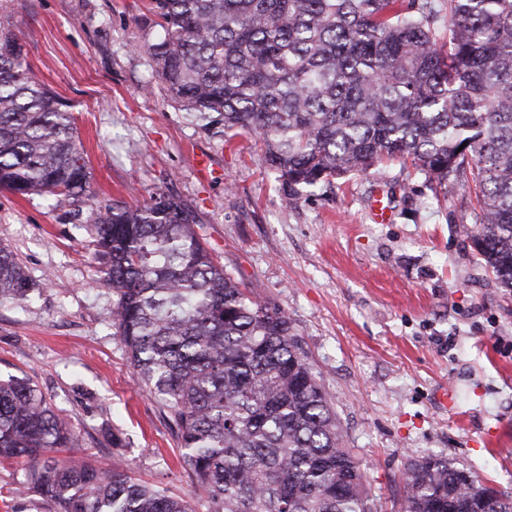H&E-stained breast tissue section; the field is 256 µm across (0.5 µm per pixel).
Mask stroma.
Segmentation results:
<instances>
[{
    "label": "stroma",
    "mask_w": 512,
    "mask_h": 512,
    "mask_svg": "<svg viewBox=\"0 0 512 512\" xmlns=\"http://www.w3.org/2000/svg\"><path fill=\"white\" fill-rule=\"evenodd\" d=\"M149 15V0H0L35 76L74 106L97 204L144 203L162 186L197 209L215 257L293 319L384 512H402L401 476L427 454L512 493V290L467 235L473 183L443 189L393 158L287 206L253 136L225 142L161 90L141 92L160 32ZM87 208L0 191V244L34 284L28 301L0 302V378L32 380L61 411L73 462L120 467L208 512L114 334ZM24 474L0 461V512H54L17 494Z\"/></svg>",
    "instance_id": "35a3bbf8"
}]
</instances>
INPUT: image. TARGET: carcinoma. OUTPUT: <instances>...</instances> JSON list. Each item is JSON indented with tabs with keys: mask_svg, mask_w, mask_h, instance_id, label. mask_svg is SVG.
<instances>
[{
	"mask_svg": "<svg viewBox=\"0 0 512 512\" xmlns=\"http://www.w3.org/2000/svg\"><path fill=\"white\" fill-rule=\"evenodd\" d=\"M150 0L155 77L187 118L260 144L292 206L385 158L439 186L471 177L470 231L512 288V0ZM0 189L94 194L72 105L36 79L21 35L0 26ZM112 327L177 430L209 512H381L288 312L240 287L196 230L195 210L151 200L91 206ZM33 284L0 245V301ZM77 444L27 379H0V459H24L20 492L55 512H195L114 468L56 456ZM429 454L403 473V512H512V493L461 479Z\"/></svg>",
	"mask_w": 512,
	"mask_h": 512,
	"instance_id": "1",
	"label": "carcinoma"
}]
</instances>
